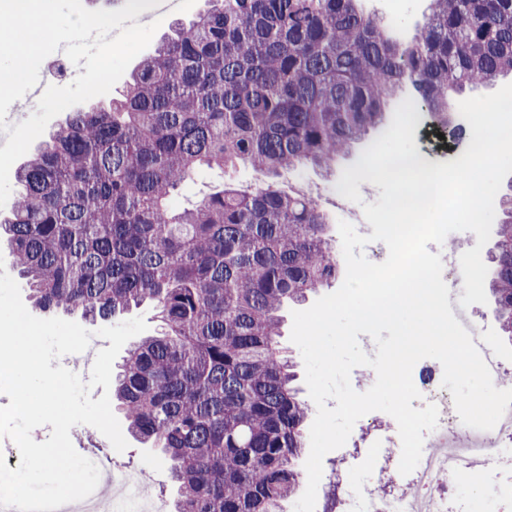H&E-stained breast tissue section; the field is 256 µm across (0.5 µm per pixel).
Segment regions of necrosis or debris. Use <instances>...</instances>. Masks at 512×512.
Listing matches in <instances>:
<instances>
[{
    "mask_svg": "<svg viewBox=\"0 0 512 512\" xmlns=\"http://www.w3.org/2000/svg\"><path fill=\"white\" fill-rule=\"evenodd\" d=\"M449 304L454 317L471 334L493 382H500V357L479 322L470 309L460 306L457 298H450ZM414 385L423 402L435 404L439 410L438 425L425 435L427 446L418 466L409 475H401L396 452L400 437L395 432L385 434L382 450L362 456L363 462L375 471V479L355 484L349 482L346 473H337L336 481L344 488L343 512H462L463 505L451 496V489L490 469L497 478L486 483L485 497L495 504L511 498L512 406L495 428L481 431L451 417L453 401L447 389L442 388L440 378L418 379ZM102 476L112 485V498L94 493L79 505L68 503L57 512H165L154 499L139 493L138 480L132 474L117 475L106 469Z\"/></svg>",
    "mask_w": 512,
    "mask_h": 512,
    "instance_id": "obj_1",
    "label": "necrosis or debris"
}]
</instances>
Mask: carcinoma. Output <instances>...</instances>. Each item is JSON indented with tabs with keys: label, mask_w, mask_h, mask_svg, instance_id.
<instances>
[{
	"label": "carcinoma",
	"mask_w": 512,
	"mask_h": 512,
	"mask_svg": "<svg viewBox=\"0 0 512 512\" xmlns=\"http://www.w3.org/2000/svg\"><path fill=\"white\" fill-rule=\"evenodd\" d=\"M209 2L122 100L71 112L20 166L0 239L43 311L93 320L155 304L161 334L129 350L115 392L130 432L168 461L174 512H285L309 406L280 312L336 276L325 215L272 184L183 210L169 200L201 167L328 171L403 86L448 138L470 139L448 97L512 73V0H431L411 43L358 0ZM499 206L490 290L512 339V193Z\"/></svg>",
	"instance_id": "1"
}]
</instances>
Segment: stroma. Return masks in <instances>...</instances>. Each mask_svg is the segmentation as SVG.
<instances>
[{"mask_svg": "<svg viewBox=\"0 0 512 512\" xmlns=\"http://www.w3.org/2000/svg\"><path fill=\"white\" fill-rule=\"evenodd\" d=\"M361 10L377 18L379 23L394 37L403 42L411 41L417 29L426 21L429 14V0H360ZM365 142L353 145L349 153L337 158L332 173L304 167L284 171L271 178L248 166H240L225 171L202 169L185 182L173 194L170 203L175 209L195 204L209 193L225 184L241 190H251L259 185L274 184L286 194L304 193L313 197L325 213L330 236H337L338 223L349 220L350 212L336 202L333 181L336 174L356 163L365 149ZM71 441L78 453L94 463L111 460L113 468L137 470L143 473V486L148 495L171 501L175 490L171 484L168 466L159 449L147 447L136 440H129L123 452H116L110 441L96 428L80 424L70 430ZM374 439H363L360 428H353L347 442L339 449L326 454L323 459V474L317 489L315 512H326L327 492L334 480V473L340 465H348L352 481L362 482L372 479V472L358 457L365 447H374Z\"/></svg>", "mask_w": 512, "mask_h": 512, "instance_id": "1", "label": "stroma"}]
</instances>
